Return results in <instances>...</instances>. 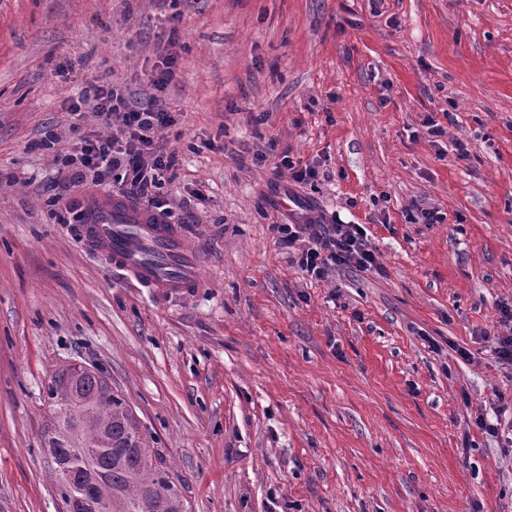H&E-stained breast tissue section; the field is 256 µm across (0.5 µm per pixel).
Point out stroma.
I'll use <instances>...</instances> for the list:
<instances>
[{
	"instance_id": "1",
	"label": "stroma",
	"mask_w": 512,
	"mask_h": 512,
	"mask_svg": "<svg viewBox=\"0 0 512 512\" xmlns=\"http://www.w3.org/2000/svg\"><path fill=\"white\" fill-rule=\"evenodd\" d=\"M168 51L163 196L201 283L159 298L51 198L73 103L105 73L153 96ZM271 139L315 181L256 162ZM281 189L362 225L376 268L303 273L271 230ZM505 304L512 0H0V512H64L42 435L75 363L125 399L190 512H512V447L475 425L512 393ZM499 319L505 330L494 338L495 353L502 365L512 369V309H501Z\"/></svg>"
}]
</instances>
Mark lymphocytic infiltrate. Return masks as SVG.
I'll return each instance as SVG.
<instances>
[{
    "label": "lymphocytic infiltrate",
    "instance_id": "1",
    "mask_svg": "<svg viewBox=\"0 0 512 512\" xmlns=\"http://www.w3.org/2000/svg\"><path fill=\"white\" fill-rule=\"evenodd\" d=\"M91 110L103 130L79 132L78 154L58 155L69 176L61 183L55 203L64 202L76 191L85 199L94 198L105 174L117 170L121 173L115 184L117 195L165 214L167 207L160 191L173 176L176 156L168 151L161 133L174 124L173 113L157 100L131 102L106 82L98 88ZM272 230L295 264L312 278L324 279L334 267L367 270L376 265V256L359 225L316 219L301 224L288 221L273 225Z\"/></svg>",
    "mask_w": 512,
    "mask_h": 512
}]
</instances>
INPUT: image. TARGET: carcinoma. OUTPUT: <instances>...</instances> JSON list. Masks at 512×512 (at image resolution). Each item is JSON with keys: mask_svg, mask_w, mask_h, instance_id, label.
<instances>
[{"mask_svg": "<svg viewBox=\"0 0 512 512\" xmlns=\"http://www.w3.org/2000/svg\"><path fill=\"white\" fill-rule=\"evenodd\" d=\"M50 414L43 431L63 501L81 499V512H188L163 457L151 446L141 422L96 369L66 368L49 390Z\"/></svg>", "mask_w": 512, "mask_h": 512, "instance_id": "cac0c4a2", "label": "carcinoma"}]
</instances>
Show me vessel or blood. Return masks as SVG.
<instances>
[{
    "label": "vessel or blood",
    "instance_id": "obj_1",
    "mask_svg": "<svg viewBox=\"0 0 512 512\" xmlns=\"http://www.w3.org/2000/svg\"><path fill=\"white\" fill-rule=\"evenodd\" d=\"M280 204L299 221L315 212L301 198L280 193ZM88 242L107 253L140 285L158 295H182L197 288L199 259L174 225L152 210L120 196L105 197L92 207L83 226Z\"/></svg>",
    "mask_w": 512,
    "mask_h": 512
}]
</instances>
